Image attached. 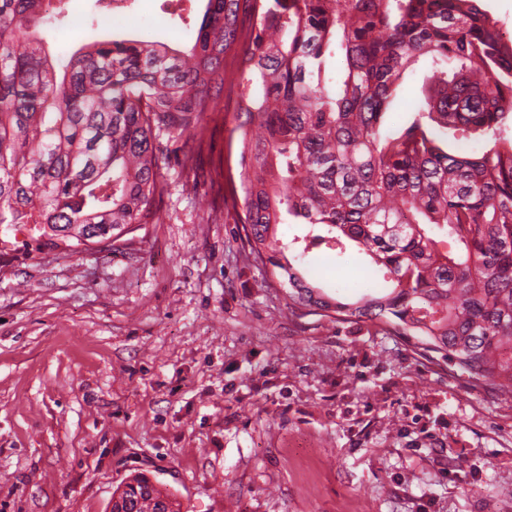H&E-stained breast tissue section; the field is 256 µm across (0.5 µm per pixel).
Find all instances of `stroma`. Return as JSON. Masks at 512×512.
<instances>
[{"mask_svg":"<svg viewBox=\"0 0 512 512\" xmlns=\"http://www.w3.org/2000/svg\"><path fill=\"white\" fill-rule=\"evenodd\" d=\"M186 48L205 0H141ZM69 54L104 35L68 0ZM201 173L236 168L221 100ZM162 223L102 252L0 243V512H111L143 474L181 512H512V392L372 322L289 311L215 192L164 172ZM366 256L313 253L311 281L353 298Z\"/></svg>","mask_w":512,"mask_h":512,"instance_id":"stroma-1","label":"stroma"}]
</instances>
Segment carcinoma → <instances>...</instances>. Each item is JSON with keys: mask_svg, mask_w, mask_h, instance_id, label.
<instances>
[{"mask_svg": "<svg viewBox=\"0 0 512 512\" xmlns=\"http://www.w3.org/2000/svg\"><path fill=\"white\" fill-rule=\"evenodd\" d=\"M480 0H206L191 50L108 34L48 48L67 0H0V226L75 251L159 224L170 150L182 172L226 95L245 116L224 204L248 257L288 287L315 250L370 257L372 288L319 289L338 322L411 336L477 385L512 388V41ZM345 56L343 72L328 60ZM432 61L429 93L395 132L403 76ZM485 142L467 155L445 149ZM305 225L285 240L284 215ZM455 245L444 253L435 234Z\"/></svg>", "mask_w": 512, "mask_h": 512, "instance_id": "1", "label": "carcinoma"}]
</instances>
